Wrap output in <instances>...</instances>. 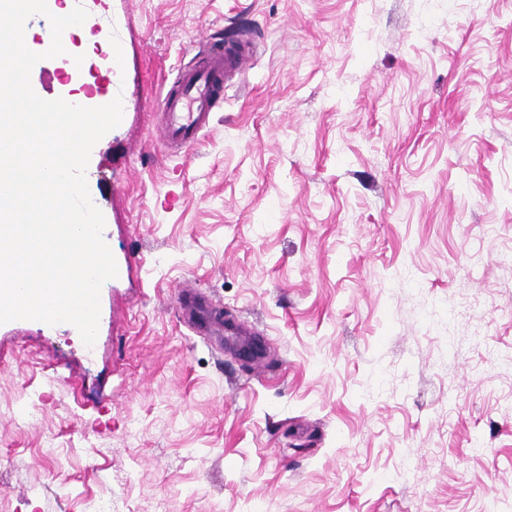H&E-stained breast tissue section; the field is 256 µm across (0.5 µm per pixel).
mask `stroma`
Segmentation results:
<instances>
[{
    "instance_id": "obj_1",
    "label": "stroma",
    "mask_w": 512,
    "mask_h": 512,
    "mask_svg": "<svg viewBox=\"0 0 512 512\" xmlns=\"http://www.w3.org/2000/svg\"><path fill=\"white\" fill-rule=\"evenodd\" d=\"M93 3L31 84L122 98L85 172L120 273L93 346L0 324V512H512V0ZM210 34L252 60L173 156ZM182 319L201 336L224 335V313L198 290H182L178 297Z\"/></svg>"
}]
</instances>
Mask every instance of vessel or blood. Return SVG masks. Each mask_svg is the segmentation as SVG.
Returning <instances> with one entry per match:
<instances>
[{
	"label": "vessel or blood",
	"mask_w": 512,
	"mask_h": 512,
	"mask_svg": "<svg viewBox=\"0 0 512 512\" xmlns=\"http://www.w3.org/2000/svg\"><path fill=\"white\" fill-rule=\"evenodd\" d=\"M249 51L242 45L213 44L194 64L179 68L168 82L159 107V126L165 146L178 152L195 145L210 129L224 104V75L248 65ZM182 319L202 336L224 333V313L196 290L180 291Z\"/></svg>",
	"instance_id": "obj_1"
}]
</instances>
